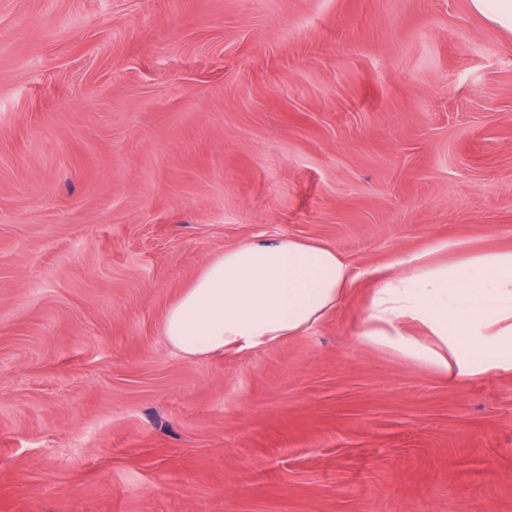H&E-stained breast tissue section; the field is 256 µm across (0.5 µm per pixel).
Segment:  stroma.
Returning <instances> with one entry per match:
<instances>
[{
  "instance_id": "35a3bbf8",
  "label": "stroma",
  "mask_w": 512,
  "mask_h": 512,
  "mask_svg": "<svg viewBox=\"0 0 512 512\" xmlns=\"http://www.w3.org/2000/svg\"><path fill=\"white\" fill-rule=\"evenodd\" d=\"M282 237L357 288L175 350L208 261ZM441 242L512 250V36L470 0H0V512H512V374L359 336Z\"/></svg>"
}]
</instances>
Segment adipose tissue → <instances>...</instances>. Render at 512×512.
I'll return each mask as SVG.
<instances>
[{"label": "adipose tissue", "mask_w": 512, "mask_h": 512, "mask_svg": "<svg viewBox=\"0 0 512 512\" xmlns=\"http://www.w3.org/2000/svg\"><path fill=\"white\" fill-rule=\"evenodd\" d=\"M355 277L335 249L294 238L224 250L166 311L163 334L193 358L298 336ZM362 340L457 382L512 372V250L400 259L371 288Z\"/></svg>", "instance_id": "obj_1"}]
</instances>
